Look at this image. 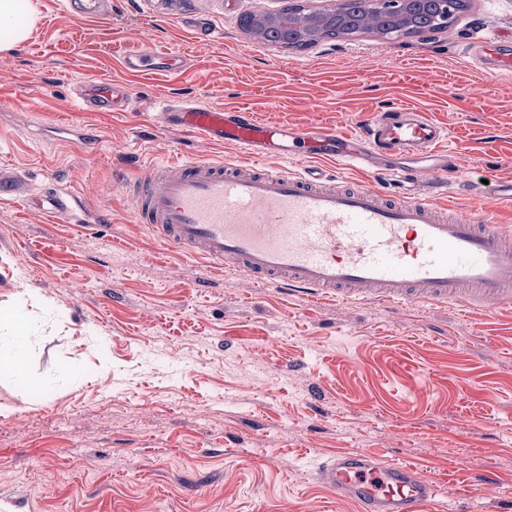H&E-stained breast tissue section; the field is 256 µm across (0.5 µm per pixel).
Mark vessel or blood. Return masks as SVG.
Listing matches in <instances>:
<instances>
[{
	"instance_id": "b4317fda",
	"label": "vessel or blood",
	"mask_w": 512,
	"mask_h": 512,
	"mask_svg": "<svg viewBox=\"0 0 512 512\" xmlns=\"http://www.w3.org/2000/svg\"><path fill=\"white\" fill-rule=\"evenodd\" d=\"M76 18L112 14V0H67ZM493 74H512V42L491 35L467 49ZM180 55L151 45L123 59L132 76L175 74ZM76 96L86 112H124L130 84L92 79ZM159 118L169 130L237 145L246 165L207 158L151 163L124 180L134 217L169 252L230 268L261 287L276 284L317 300L407 305L512 307V229L498 211L512 208V181L491 187L493 206L444 218L435 199L389 188L448 183L459 169L448 149L450 131L414 107L372 115L358 134L333 127L287 130L239 108L169 101ZM303 160L288 171L274 159ZM317 159L369 175L367 185L322 188ZM30 207L69 218L63 188L33 195L24 174L0 172V185ZM322 481L358 512H423L440 490L414 466L362 451L341 452L319 466Z\"/></svg>"
}]
</instances>
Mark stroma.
Returning a JSON list of instances; mask_svg holds the SVG:
<instances>
[{
	"label": "stroma",
	"instance_id": "35a3bbf8",
	"mask_svg": "<svg viewBox=\"0 0 512 512\" xmlns=\"http://www.w3.org/2000/svg\"><path fill=\"white\" fill-rule=\"evenodd\" d=\"M185 2L211 40L143 0H112L97 22L37 0L28 38L0 50V167L77 202L61 222L0 196V312L23 314L31 341L30 383L0 370V500L12 512H356L316 466L359 448L421 467L442 492L430 512H512V310L261 288L165 253L117 183L136 160L241 161L233 144L164 128L166 100L347 133L406 104L449 128L460 178L512 180V76L462 53L512 36V0H470L433 33L299 49L250 36L241 17L333 0ZM146 40L185 55L183 70L127 78L122 59ZM90 78L129 79V111H81L74 88ZM65 122L96 152L60 140Z\"/></svg>",
	"mask_w": 512,
	"mask_h": 512
}]
</instances>
